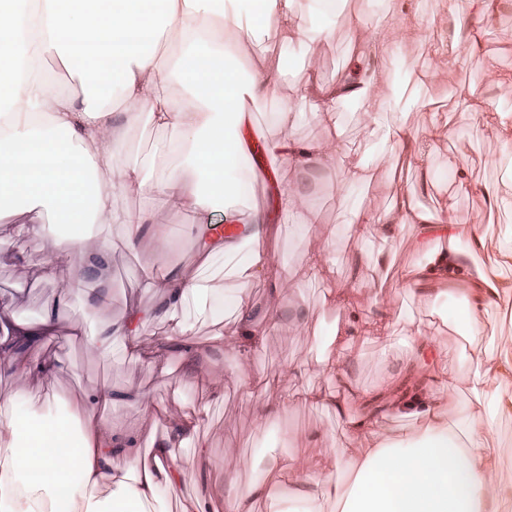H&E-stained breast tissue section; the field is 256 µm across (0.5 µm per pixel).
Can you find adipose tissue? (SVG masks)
<instances>
[{
	"label": "adipose tissue",
	"mask_w": 512,
	"mask_h": 512,
	"mask_svg": "<svg viewBox=\"0 0 512 512\" xmlns=\"http://www.w3.org/2000/svg\"><path fill=\"white\" fill-rule=\"evenodd\" d=\"M469 2V16L452 19L449 45L435 47L441 64L427 68L428 76L443 66L456 67L462 51L478 49L476 28L494 0ZM339 5L340 0H0V89L9 91L8 101H0V120L9 124L8 134L0 133V201L18 195L24 211L51 217V224L23 228L25 238L45 237L57 224L81 228L59 240L39 264L41 279H60L78 249L89 252L84 276L106 279L112 243L97 237L96 225L110 223L132 244L155 211L175 201L188 210L222 214L236 227L229 236L202 230L194 268L168 266L149 277L146 288L157 297L156 306L133 305L121 325L105 321L91 335L71 325L70 335L87 336L102 358L117 355L166 375L172 352L194 359L201 321H212L211 340L223 347L222 323L229 316L241 338L238 353L250 359L265 327L253 309L242 306L240 295L257 276L275 281L283 269L264 259L237 262L242 244L273 230L300 235L319 221L290 188L279 191L272 211L240 208L232 173L244 151L239 128L247 121L245 105L274 93L280 71L259 46L270 34L286 52L332 39ZM25 26L38 33L43 52L79 83L94 82L99 94L77 100L56 94L44 80L22 77L18 55ZM248 51L252 68L244 74L237 60ZM402 53L401 42L384 26L353 27L349 72L331 85L308 81L282 104L274 114L280 135L272 149L305 168L326 146L300 140L297 127L310 119L338 139L345 130L339 107L353 99L366 117L367 137L379 139L390 156L421 162L418 189L372 213L354 199L372 178L368 166L348 155L335 160L346 204L342 230L360 237L372 231L385 243L384 249L364 253L354 272L358 279L389 268L387 247L397 243L404 225H411L420 240L442 238V245L428 249L424 262L410 271L407 283L462 286L465 314L449 327L467 344L469 367L460 371L456 358L441 354L423 328L404 332L383 315L360 320L350 297L336 293L331 305L349 314L336 331L337 344L357 336L380 343L386 369L363 389L355 373L345 374L348 397L308 390L283 395L281 408L321 402L341 413L349 397L367 402L382 397L395 414L419 422L421 438L387 443L378 432L379 420L368 411L350 422L352 433L366 438V447L349 454L327 448L305 461L277 459L270 485L287 486L291 512H328L333 502L345 503L344 512H512V466L502 463L507 451L487 443L497 421L512 418V340L483 346L481 329L490 309L512 296V278L485 270L484 237L477 225L456 222L454 201L439 212L417 202L418 190L436 182L432 161L444 133L437 128L420 140L407 127L391 86L392 67ZM177 84L184 90L179 98L173 94ZM143 113L158 135L160 155L176 165L161 175L149 161L123 169L121 184L137 191L140 205L119 214L112 209L116 185L102 146L105 137L116 134L114 115L132 124ZM62 303L55 298L36 320L14 318L0 328L1 371L22 377L58 372V365L40 358L39 349L56 334ZM152 322L166 325L169 334L148 344L141 330ZM406 377L461 379L476 400L451 417L432 393L396 397ZM23 399L22 413L0 410V512H209L206 497L178 493L188 481L179 451L197 443L204 409L170 415L163 435L142 453L137 433L118 431L112 422L113 409L126 399L152 411L137 390L120 396L99 388L62 416L55 412L54 395L27 393ZM328 462L342 470L344 482L324 479Z\"/></svg>",
	"instance_id": "ef3b65f1"
}]
</instances>
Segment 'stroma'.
<instances>
[{
    "label": "stroma",
    "instance_id": "stroma-1",
    "mask_svg": "<svg viewBox=\"0 0 512 512\" xmlns=\"http://www.w3.org/2000/svg\"><path fill=\"white\" fill-rule=\"evenodd\" d=\"M361 2L350 0L336 16L332 41L292 54L291 64L284 67L279 81L282 96L293 95L308 78L331 83L344 73L349 25L355 23L369 29L377 23L376 17L367 13ZM412 4L413 0H388L385 6L388 19L397 23L396 37L406 43L394 74L396 86L405 97L409 96L416 76L431 62V43L449 30L451 14L468 12V0H430L429 9L421 14L414 13ZM479 36L480 49L464 54L459 65L440 75L436 84L427 85V104L407 105L405 120L419 137L428 133L435 117L449 127L463 129L462 138L442 142L440 156L444 159L463 157L470 164L475 189L458 195L456 217L461 223L480 225L487 240L482 259L489 265L497 257L504 225H512V210H485L477 188L505 176V169L492 167L490 161L512 147L494 130L479 125L472 113L455 110L453 97L458 87L469 86L478 95L491 99L498 111L512 113V99L501 100L490 90L491 70L512 73V0H496L489 17L480 25ZM342 110L347 114V130L336 142L335 152L354 154L379 170L380 179L361 189L357 200L371 212L386 208L401 191L415 183V169L405 162L392 164L390 157L378 153L365 137V117L357 104H343ZM276 165L285 184L299 180L305 183V202L318 213L320 222L306 235L294 239L282 236L264 240L266 258L291 269L299 265L306 250L324 244L328 247L333 275L328 280L317 278L299 284L286 274L274 284L262 279L251 284L242 295L243 303L265 311L270 319L265 346L253 361L239 362L231 351L207 350L210 329L199 328V343L206 348L200 365L214 377L216 386L223 388V399L211 400L206 391L196 388L192 379L183 374L180 358H172L170 374L162 376L138 363L102 359L85 339L66 333L73 323L89 331L105 319L121 323L134 301L146 307L153 305V295L144 288V273L155 267L159 259L179 265L195 262L198 230L209 223L210 217L174 203L158 211L153 218L154 225L171 228L176 234L166 254H158L154 242L147 237L133 247L115 241L110 300L100 310L83 302L91 285L83 280L81 254H74L71 267L62 279L46 281L38 277L36 269L38 261L53 252L51 241L37 240L22 249L11 238L0 239V307H7L15 317L33 319L45 301L65 290L70 293L69 305L59 314V334L40 349L45 359L60 365V372L47 379L0 373V404L18 402L25 391H41L71 400L101 386L111 387L116 393L135 386L147 394L152 403L169 412L181 411L188 403L207 406L208 415L203 425L208 442L206 456H198L189 449L182 450L181 455L191 487L201 489L213 499L217 512H222L224 496L230 486L245 488L266 478L273 454L286 453L294 457L313 454V439L317 436L324 446L339 451L357 447L356 438L347 429L346 417L331 409L297 404L287 414L276 411L287 391L321 387L344 395L345 389L336 375L323 371L324 355H331L346 366L371 362L373 371L361 374V381L367 386L383 369L381 347L377 343L336 346L332 331L337 323L344 321L345 315L324 309L323 297L330 290L345 289L352 296L359 317L366 319L383 311L390 319L399 320L407 327L428 325L438 314L446 313L457 291L448 289L432 302L428 299V285L406 288L407 270L424 259V250L417 245L415 232L408 225L400 232L389 272L383 276L372 275L365 282L353 280L351 274L357 259L366 251L382 248L383 240L375 235L360 238L331 234V227L342 225L345 220L333 167L315 161L301 174L289 169L284 160H277ZM305 305L309 306L311 314L307 319H298L296 312ZM233 373L243 377V384H225V376ZM255 373L265 376L266 388L256 389L246 384V377ZM261 419L274 435L267 448L258 443L257 422Z\"/></svg>",
    "mask_w": 512,
    "mask_h": 512
}]
</instances>
